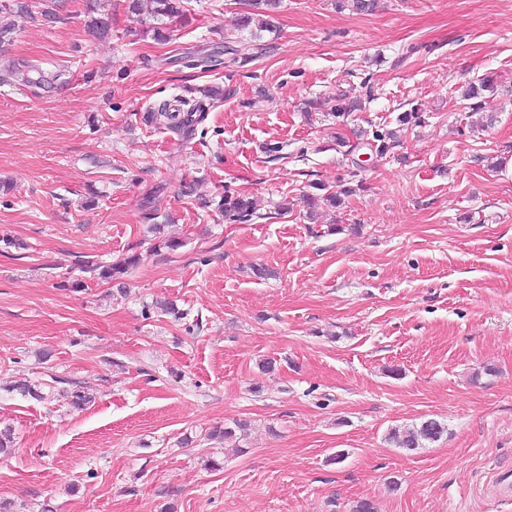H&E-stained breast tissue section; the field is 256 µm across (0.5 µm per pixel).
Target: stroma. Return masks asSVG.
<instances>
[{
    "label": "stroma",
    "mask_w": 512,
    "mask_h": 512,
    "mask_svg": "<svg viewBox=\"0 0 512 512\" xmlns=\"http://www.w3.org/2000/svg\"><path fill=\"white\" fill-rule=\"evenodd\" d=\"M34 6L0 13V70L36 60L66 81H0V502L512 512L492 483L512 469V0H281L255 35L237 27L247 0H187L164 41L126 0ZM489 75L491 123L460 95ZM211 86L224 97L194 135L144 123ZM348 90L363 108L343 123ZM411 110L423 123L398 126ZM373 126L397 129L390 154L358 144ZM343 181L355 193L307 219L316 186ZM227 189L258 218L225 221ZM130 256L123 281L99 277ZM427 418L438 442L389 440ZM237 421L236 443L211 438Z\"/></svg>",
    "instance_id": "obj_1"
}]
</instances>
